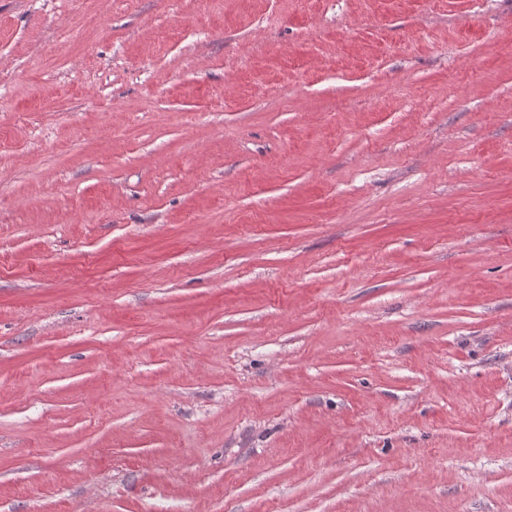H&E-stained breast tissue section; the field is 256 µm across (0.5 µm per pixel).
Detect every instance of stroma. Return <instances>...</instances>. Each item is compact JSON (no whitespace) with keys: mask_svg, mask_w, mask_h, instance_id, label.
Returning a JSON list of instances; mask_svg holds the SVG:
<instances>
[{"mask_svg":"<svg viewBox=\"0 0 512 512\" xmlns=\"http://www.w3.org/2000/svg\"><path fill=\"white\" fill-rule=\"evenodd\" d=\"M0 512H512V0H0Z\"/></svg>","mask_w":512,"mask_h":512,"instance_id":"obj_1","label":"stroma"}]
</instances>
